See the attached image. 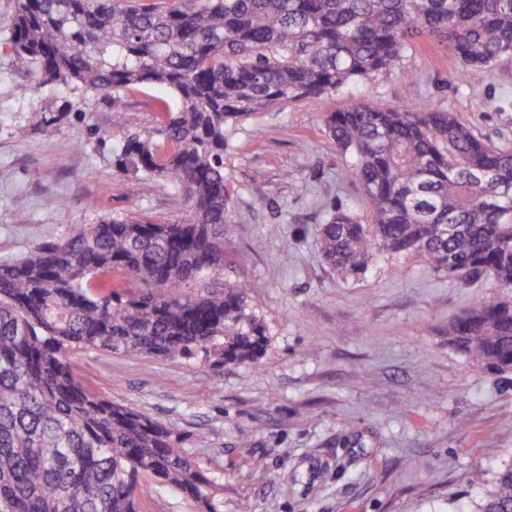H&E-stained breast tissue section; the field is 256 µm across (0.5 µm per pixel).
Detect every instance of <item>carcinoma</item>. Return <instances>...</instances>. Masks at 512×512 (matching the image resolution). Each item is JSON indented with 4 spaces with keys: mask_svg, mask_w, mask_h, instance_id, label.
Masks as SVG:
<instances>
[{
    "mask_svg": "<svg viewBox=\"0 0 512 512\" xmlns=\"http://www.w3.org/2000/svg\"><path fill=\"white\" fill-rule=\"evenodd\" d=\"M10 30L14 53L38 65L20 96L80 83L117 111L138 85L179 95L153 128L127 121L116 163L147 193L166 179L189 215L104 216L0 262V512H140L160 486L219 512L181 436L88 390L69 351L257 362L266 329L250 285L224 275L228 131L390 71L427 39L483 81L512 60V0H16ZM324 122L369 208L364 220L329 207L314 228L324 262L358 277L399 256L461 287L492 280L496 296L452 320L448 344L512 373V146L432 102H354ZM474 512H512V464Z\"/></svg>",
    "mask_w": 512,
    "mask_h": 512,
    "instance_id": "1",
    "label": "carcinoma"
}]
</instances>
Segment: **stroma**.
Wrapping results in <instances>:
<instances>
[{
	"label": "stroma",
	"instance_id": "35a3bbf8",
	"mask_svg": "<svg viewBox=\"0 0 512 512\" xmlns=\"http://www.w3.org/2000/svg\"><path fill=\"white\" fill-rule=\"evenodd\" d=\"M13 12L14 0H0V260L106 213L182 220L167 185L144 194L137 176L114 165L122 116L152 127L155 99L175 93L136 87L117 112L106 93L79 84L18 96L36 65L8 43ZM358 101H431L512 141V61L477 83L449 70L447 49L430 40L401 66L321 101L256 113L224 151L234 207L226 253L251 284L263 356L220 370L201 359L70 357L91 390L181 435L216 482L220 512H473L481 491L469 470L491 480L512 464V428L502 425L512 419V376L448 343L449 321L494 296L492 284L462 288L396 256L346 279L320 257L313 228L325 205L366 212L323 125L324 113ZM80 111L85 119L75 120ZM56 114L60 122L43 127ZM290 467L299 478L286 493L276 476Z\"/></svg>",
	"mask_w": 512,
	"mask_h": 512
}]
</instances>
